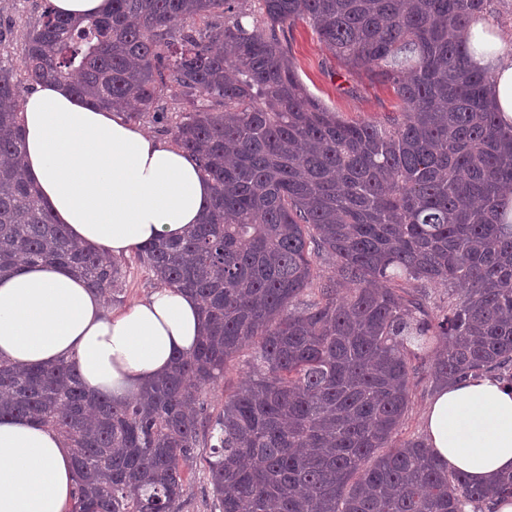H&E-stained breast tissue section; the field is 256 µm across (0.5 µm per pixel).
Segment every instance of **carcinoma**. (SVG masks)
<instances>
[{"mask_svg":"<svg viewBox=\"0 0 512 512\" xmlns=\"http://www.w3.org/2000/svg\"><path fill=\"white\" fill-rule=\"evenodd\" d=\"M111 0L46 8L19 48L54 80L134 122L168 93V132L211 183L202 223L135 257L198 297L196 348L141 395L89 396L72 361L0 360V418L72 448V512H182L194 467L220 512H482L474 486L402 437L417 380L492 372L512 386V126L461 32L487 0ZM204 19V27L192 22ZM308 21L344 67L392 87L398 113L346 122L307 92L286 33ZM21 81L0 63V271L58 263L104 301L125 258L73 241L24 173ZM330 266L321 273L320 266ZM446 282L448 307L422 290ZM224 408L207 391L243 350ZM57 14L63 16L83 17L106 12L110 0H51Z\"/></svg>","mask_w":512,"mask_h":512,"instance_id":"obj_1","label":"carcinoma"}]
</instances>
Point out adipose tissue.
Masks as SVG:
<instances>
[{"instance_id": "adipose-tissue-1", "label": "adipose tissue", "mask_w": 512, "mask_h": 512, "mask_svg": "<svg viewBox=\"0 0 512 512\" xmlns=\"http://www.w3.org/2000/svg\"><path fill=\"white\" fill-rule=\"evenodd\" d=\"M471 64L488 72L487 97L512 126V35L475 15ZM25 172L57 223L111 257L177 239L201 223L211 195L194 161L120 112L95 109L46 82L26 99ZM202 333L198 299L157 288L116 313L69 268L42 263L0 275V358L30 367L76 358L89 393L133 397L191 352ZM439 463L484 485L512 473V389L489 373L437 390L422 418ZM72 450L53 429L0 419V512H70Z\"/></svg>"}]
</instances>
